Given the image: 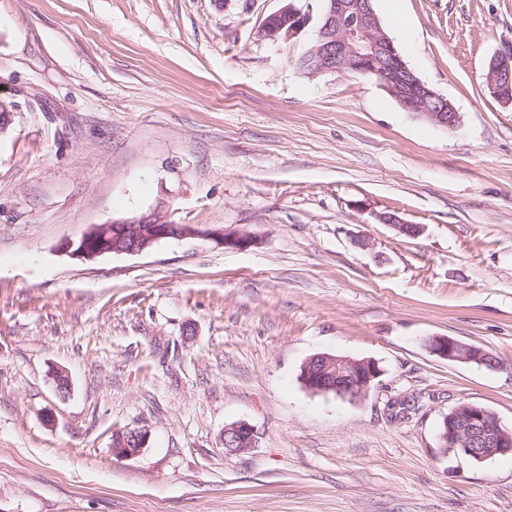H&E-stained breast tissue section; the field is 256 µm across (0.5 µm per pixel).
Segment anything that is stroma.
Here are the masks:
<instances>
[{
  "mask_svg": "<svg viewBox=\"0 0 512 512\" xmlns=\"http://www.w3.org/2000/svg\"><path fill=\"white\" fill-rule=\"evenodd\" d=\"M288 4L321 9L0 0V512H512V453L439 439L461 403L512 427V105L486 86L512 0H399L396 21L373 0L452 129L373 77L302 74L317 23L258 34ZM155 209L198 235L60 252ZM435 336L499 366L439 358ZM321 353L381 373L359 400L315 394ZM240 420L257 440L225 454ZM128 428L148 445L116 458ZM125 431L131 432L136 441V448L126 444V438L123 436ZM120 431V438L112 439V454L120 459H129L136 457L147 447L149 435L145 429H134ZM117 439V440H116Z\"/></svg>",
  "mask_w": 512,
  "mask_h": 512,
  "instance_id": "stroma-1",
  "label": "stroma"
}]
</instances>
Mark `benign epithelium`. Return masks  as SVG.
I'll return each instance as SVG.
<instances>
[{
  "instance_id": "benign-epithelium-1",
  "label": "benign epithelium",
  "mask_w": 512,
  "mask_h": 512,
  "mask_svg": "<svg viewBox=\"0 0 512 512\" xmlns=\"http://www.w3.org/2000/svg\"><path fill=\"white\" fill-rule=\"evenodd\" d=\"M372 0H325L324 23L318 28L314 44L304 53L303 74L316 76L346 70L374 77L393 94L406 110L446 129L454 128L459 116L453 104L428 88L403 61L392 40L384 33L380 19L371 6ZM310 12L290 4L268 15L260 34L269 40L297 37L310 23ZM489 93L504 105L512 103V42L491 58L487 73ZM380 220L398 233L415 237L422 232L418 224H408L395 213H383ZM198 234V230L168 222L156 211L132 220H114L110 224L91 226L75 242L64 244L71 258L91 261L108 254H138L163 239ZM431 352L455 362L477 363L494 368L498 361L487 350L448 336L429 341ZM302 377L307 389L317 394H337L360 399L368 393L381 370L371 359H351L332 354H317L303 365ZM448 442L445 453L483 462L496 455L512 453V431L499 416L485 407L461 403L444 418ZM136 447L126 438L112 440V454L120 459L136 457L147 447L145 429L132 430ZM256 442V432L246 421L224 428V453L241 455Z\"/></svg>"
}]
</instances>
